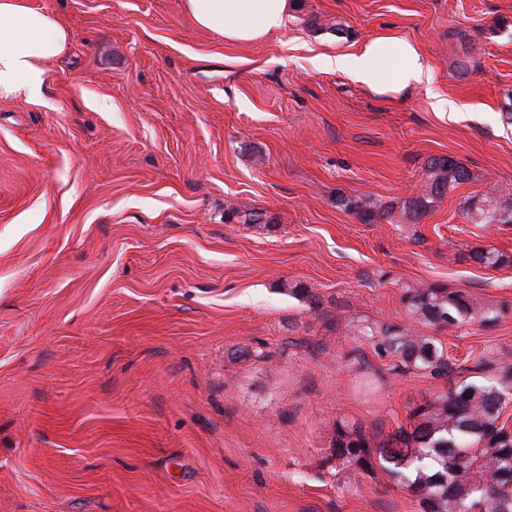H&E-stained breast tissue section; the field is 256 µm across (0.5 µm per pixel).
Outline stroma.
<instances>
[{
	"label": "stroma",
	"instance_id": "1",
	"mask_svg": "<svg viewBox=\"0 0 512 512\" xmlns=\"http://www.w3.org/2000/svg\"><path fill=\"white\" fill-rule=\"evenodd\" d=\"M31 2L71 38L44 102L0 98V512H418L333 444L448 388L357 321L406 323L408 285L512 307V224L463 211L512 190V0H293L245 45L182 0ZM388 29L430 83L385 97L317 66ZM441 155L473 178L421 223L336 206L410 197ZM243 205L273 224L225 223ZM422 332L458 366L512 363V315Z\"/></svg>",
	"mask_w": 512,
	"mask_h": 512
}]
</instances>
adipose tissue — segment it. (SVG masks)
<instances>
[{
    "label": "adipose tissue",
    "mask_w": 512,
    "mask_h": 512,
    "mask_svg": "<svg viewBox=\"0 0 512 512\" xmlns=\"http://www.w3.org/2000/svg\"><path fill=\"white\" fill-rule=\"evenodd\" d=\"M290 0H183V9L201 29L225 40L250 44L282 29ZM67 28L30 0H0V97L36 101L50 81L48 61L64 54ZM326 69L346 71L358 84L383 96L430 82V66L416 44L391 31L367 39L345 56H324Z\"/></svg>",
    "instance_id": "adipose-tissue-1"
}]
</instances>
